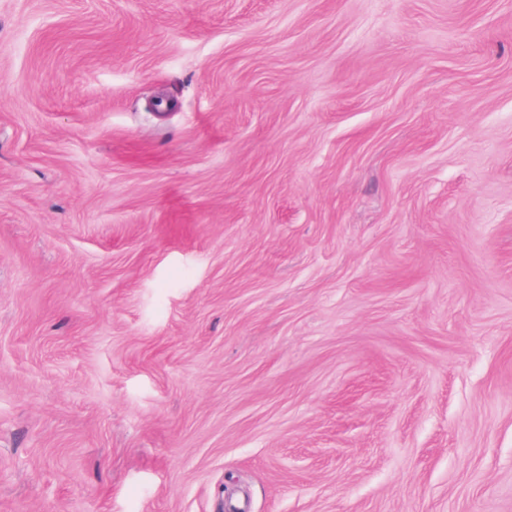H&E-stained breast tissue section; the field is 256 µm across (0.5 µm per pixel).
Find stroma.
Segmentation results:
<instances>
[{
    "mask_svg": "<svg viewBox=\"0 0 512 512\" xmlns=\"http://www.w3.org/2000/svg\"><path fill=\"white\" fill-rule=\"evenodd\" d=\"M233 500L512 512V0H0V512Z\"/></svg>",
    "mask_w": 512,
    "mask_h": 512,
    "instance_id": "obj_1",
    "label": "stroma"
}]
</instances>
